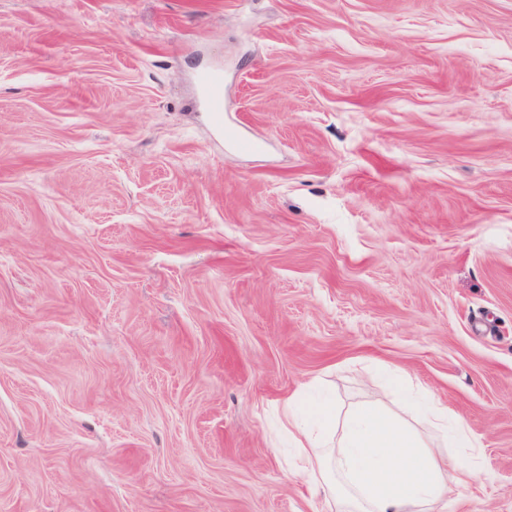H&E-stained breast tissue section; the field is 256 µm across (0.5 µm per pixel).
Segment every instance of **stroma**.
<instances>
[{"instance_id": "1", "label": "stroma", "mask_w": 512, "mask_h": 512, "mask_svg": "<svg viewBox=\"0 0 512 512\" xmlns=\"http://www.w3.org/2000/svg\"><path fill=\"white\" fill-rule=\"evenodd\" d=\"M299 393L512 512V0H0V512H325Z\"/></svg>"}]
</instances>
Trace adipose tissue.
Wrapping results in <instances>:
<instances>
[{
    "instance_id": "1",
    "label": "adipose tissue",
    "mask_w": 512,
    "mask_h": 512,
    "mask_svg": "<svg viewBox=\"0 0 512 512\" xmlns=\"http://www.w3.org/2000/svg\"><path fill=\"white\" fill-rule=\"evenodd\" d=\"M297 407L294 397L284 404L288 432L297 443L289 470L320 479L326 504L343 499L354 512H427L443 501L450 487L466 488L483 478L481 444L464 423L452 429L464 452L450 466L422 433L380 407H360L341 422L331 407H320L317 432L299 420ZM337 425L342 436L336 442L332 429Z\"/></svg>"
}]
</instances>
